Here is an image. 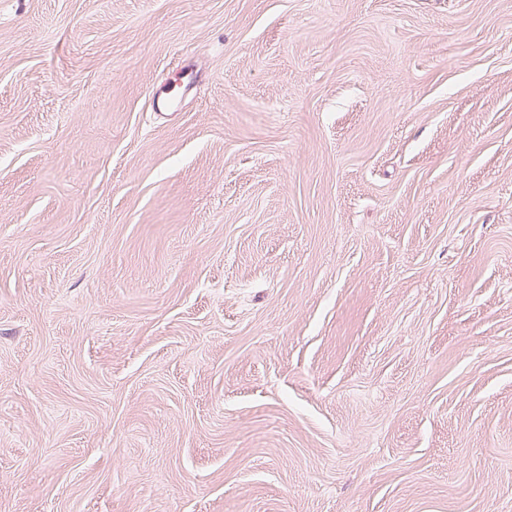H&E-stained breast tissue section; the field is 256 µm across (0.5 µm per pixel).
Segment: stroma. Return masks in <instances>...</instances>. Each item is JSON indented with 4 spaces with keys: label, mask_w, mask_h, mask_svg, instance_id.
I'll use <instances>...</instances> for the list:
<instances>
[{
    "label": "stroma",
    "mask_w": 512,
    "mask_h": 512,
    "mask_svg": "<svg viewBox=\"0 0 512 512\" xmlns=\"http://www.w3.org/2000/svg\"><path fill=\"white\" fill-rule=\"evenodd\" d=\"M0 512H512V0H0Z\"/></svg>",
    "instance_id": "obj_1"
}]
</instances>
